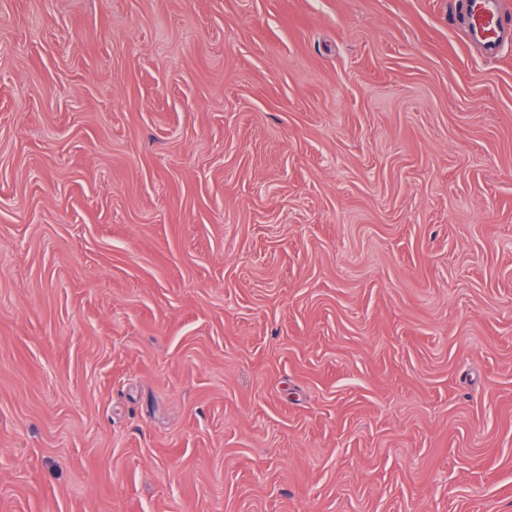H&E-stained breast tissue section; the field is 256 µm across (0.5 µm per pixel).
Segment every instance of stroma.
<instances>
[{
  "mask_svg": "<svg viewBox=\"0 0 512 512\" xmlns=\"http://www.w3.org/2000/svg\"><path fill=\"white\" fill-rule=\"evenodd\" d=\"M0 512H512V46L0 0Z\"/></svg>",
  "mask_w": 512,
  "mask_h": 512,
  "instance_id": "1",
  "label": "stroma"
}]
</instances>
